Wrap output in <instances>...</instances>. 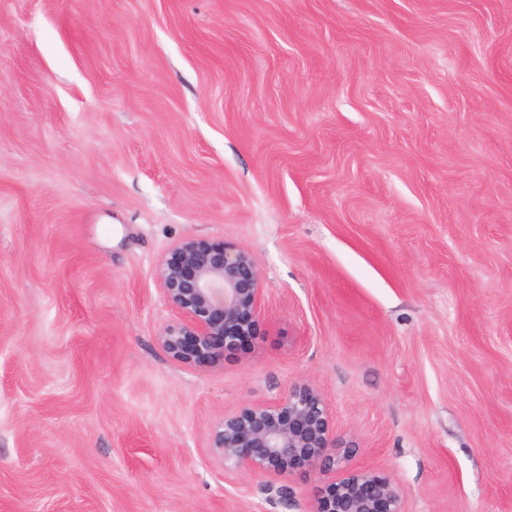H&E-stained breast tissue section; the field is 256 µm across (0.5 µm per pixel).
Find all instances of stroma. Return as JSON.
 Here are the masks:
<instances>
[{
	"mask_svg": "<svg viewBox=\"0 0 512 512\" xmlns=\"http://www.w3.org/2000/svg\"><path fill=\"white\" fill-rule=\"evenodd\" d=\"M186 239L266 288L214 368ZM303 382L404 512H512V0H0V512H305L207 449ZM158 277L165 300L181 315L159 336L176 362L214 367L225 351L259 332L265 288L246 249L184 240L161 260Z\"/></svg>",
	"mask_w": 512,
	"mask_h": 512,
	"instance_id": "35a3bbf8",
	"label": "stroma"
}]
</instances>
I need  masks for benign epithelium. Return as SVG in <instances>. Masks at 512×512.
I'll list each match as a JSON object with an SVG mask.
<instances>
[{
    "mask_svg": "<svg viewBox=\"0 0 512 512\" xmlns=\"http://www.w3.org/2000/svg\"><path fill=\"white\" fill-rule=\"evenodd\" d=\"M158 277L165 300L181 315L159 336L176 362L214 367L224 352L259 332L265 288L246 249L184 240L161 260ZM208 448L224 472L267 483L301 468L331 475L309 512H402L391 478L346 466L349 450L337 442L332 414L309 383L288 388L273 402L224 413Z\"/></svg>",
    "mask_w": 512,
    "mask_h": 512,
    "instance_id": "benign-epithelium-1",
    "label": "benign epithelium"
}]
</instances>
